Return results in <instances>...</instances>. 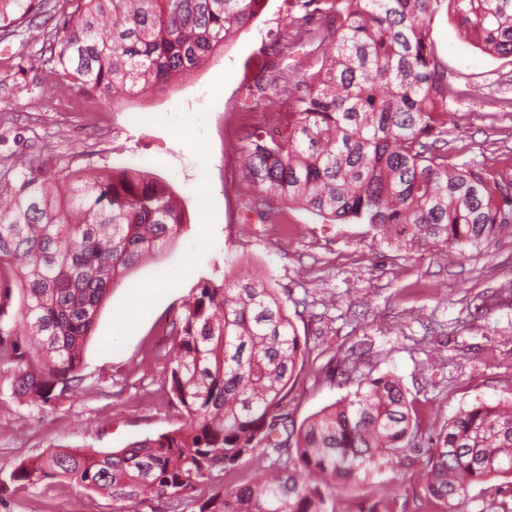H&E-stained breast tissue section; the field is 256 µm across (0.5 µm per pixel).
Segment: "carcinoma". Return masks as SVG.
<instances>
[{"instance_id": "1", "label": "carcinoma", "mask_w": 512, "mask_h": 512, "mask_svg": "<svg viewBox=\"0 0 512 512\" xmlns=\"http://www.w3.org/2000/svg\"><path fill=\"white\" fill-rule=\"evenodd\" d=\"M446 1L473 44L512 56V0H282L292 32L285 44L270 33V49L316 48L288 79L296 111L282 135L255 122L237 139L242 176L258 190L249 211L273 221L280 204H295L332 224H367L405 249L461 251L512 226V179L457 163L448 148V83L430 33ZM52 2L0 0V35L48 16ZM267 2L87 0L76 21L43 31L44 63L115 107L136 88L189 75ZM185 220L163 179L124 161L97 175L27 166L0 180V359L19 367L14 398L43 409L74 393L110 290ZM172 335L161 388L179 428L115 452L57 450L10 481L62 477L129 508L156 496L198 512H335L336 492L415 448L413 401L392 375L361 380L295 428L284 400L307 346L262 279H201ZM257 450L269 464L250 483L195 497ZM498 479L511 494L512 402H480L437 434L425 490L456 512L472 484Z\"/></svg>"}]
</instances>
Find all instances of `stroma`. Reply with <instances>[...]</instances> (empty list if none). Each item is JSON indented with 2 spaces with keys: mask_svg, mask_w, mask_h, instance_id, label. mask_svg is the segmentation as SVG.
<instances>
[{
  "mask_svg": "<svg viewBox=\"0 0 512 512\" xmlns=\"http://www.w3.org/2000/svg\"><path fill=\"white\" fill-rule=\"evenodd\" d=\"M281 0L190 75L112 107L77 82L54 80L41 62L36 24L26 41L0 40V174L24 160L43 172L99 169L137 157L183 199L187 222L160 257H146L100 308L83 356L85 385L44 410L11 395L13 368L0 367V512H124L123 502L62 478L34 485L11 473L59 448L90 453L177 428L161 389L171 329L203 278L224 272L269 278L307 343L288 387L295 425L355 390L358 381L396 375L417 410L416 450L397 469L360 479L336 498V512H441L424 490V465L440 429L480 402L512 401V230L459 252L442 245L397 249L352 220L329 224L283 206L282 229L248 215L253 193L234 151L243 125L276 124L288 110L281 89L240 111L256 61L287 71L293 58L265 54L267 34L284 27ZM436 57L451 92L448 140L462 160L502 174L512 156V58L481 51L447 9L430 22ZM193 132L186 141L181 129ZM207 251L194 255L196 239ZM152 288L133 332L113 343L115 316ZM350 378H343L344 368Z\"/></svg>",
  "mask_w": 512,
  "mask_h": 512,
  "instance_id": "obj_1",
  "label": "stroma"
}]
</instances>
